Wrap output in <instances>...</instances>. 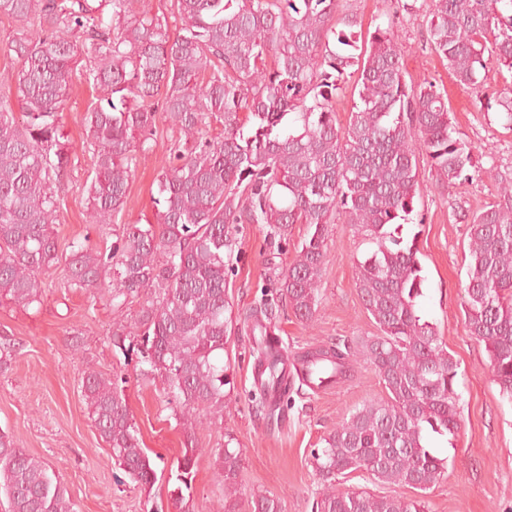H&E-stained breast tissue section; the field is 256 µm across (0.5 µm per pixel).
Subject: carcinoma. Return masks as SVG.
I'll use <instances>...</instances> for the list:
<instances>
[{
	"instance_id": "1",
	"label": "carcinoma",
	"mask_w": 512,
	"mask_h": 512,
	"mask_svg": "<svg viewBox=\"0 0 512 512\" xmlns=\"http://www.w3.org/2000/svg\"><path fill=\"white\" fill-rule=\"evenodd\" d=\"M403 8L424 11L427 46L459 84L479 93L494 67L512 79V0H412ZM0 15L18 25L9 50L19 61L0 84V302L41 304L45 276L58 263V191L77 151L93 158L79 185L89 222L106 226L124 208L138 154L155 151L157 122L166 123L179 137L156 178L153 221L123 225L109 245L73 242L64 287L96 294L118 314L146 296L130 330L112 334V346L139 356L142 379H161L166 408L189 429L224 420L234 387L224 345L239 325L259 333L254 402L271 419L293 386L275 310L283 300L300 320L314 319L331 224L343 216L373 245L356 262L357 288L379 334L354 348L299 356L298 377L313 389L341 383L359 356L387 398L355 408L311 452L320 484L315 509L426 512L427 490L447 470L428 434L451 442L462 428L459 366L436 325L417 312L420 232L405 236L403 228L416 213L420 160L447 185L492 171L477 165L447 93L433 81H406L393 26L363 32L349 0H172L168 17L135 12L130 0H0ZM171 22L179 25L174 36ZM77 73L99 91L79 147L61 132ZM349 81L357 99L342 125L335 103ZM464 221L465 324L485 342L494 381L512 399V183ZM245 224L266 225L278 247L295 224L307 234L287 268L266 259L275 296L236 312L225 273ZM16 354V343L0 341L1 372ZM125 383L89 370L81 390L115 464L146 491L156 466L141 448ZM234 441L227 433L217 449L224 512L237 507L242 453ZM198 455L189 437L170 466L176 512H193ZM357 471L418 496L340 487L338 477ZM1 492L10 512H74L60 477L5 431ZM247 507L284 512L274 496L258 495Z\"/></svg>"
}]
</instances>
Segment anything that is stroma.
<instances>
[{
    "mask_svg": "<svg viewBox=\"0 0 512 512\" xmlns=\"http://www.w3.org/2000/svg\"><path fill=\"white\" fill-rule=\"evenodd\" d=\"M363 28L393 24L404 51L406 79L433 80L445 89L459 131L474 148L480 166L494 178L476 177L442 186L428 164L420 166V262L425 277L418 310L437 325L449 354L459 364L458 392L463 428L455 444L433 437L431 445L447 460L444 479L425 497L427 512H512V401L493 380L484 342L471 336L464 323V286L468 262L467 226L460 217L479 211L498 198L500 180L512 181V126L500 106L503 82L496 71L487 74L488 89L475 94L448 72L441 59L424 44L421 13L398 9L395 0H352ZM97 92L85 79L73 82L62 115V133L73 144L85 136L83 117ZM172 136L159 125V148L141 157L127 203L118 224H142L152 219L154 179L161 167L162 148ZM91 168L89 154H79L72 184L60 195L55 233L58 256L67 260L70 244L83 237L102 244L113 231L87 221V201L78 185ZM261 224L245 225L239 235L235 271L226 293L234 307L248 308L260 299L268 283L265 260L270 252ZM370 249L353 237L347 224L332 226L330 257L322 277L320 304L313 321L300 322L292 312L282 314L279 336L289 358L336 344L356 343L377 334L356 285V261ZM138 304L123 315L113 313L107 300L74 293L54 279L39 308L23 309L0 302V339L21 344L7 372L0 373V430L9 431L18 447L45 461L61 478L75 512H175L168 493V468L185 442L161 397V383L141 380L136 361L125 360L113 348L118 323H131ZM252 338L247 330L230 337L224 360L234 368L236 389L224 407L223 427H201L192 501L195 512H222L224 481L215 464V448L232 433L243 450L240 498L255 495L283 499L285 512H314L318 491L310 451L356 406L385 398L375 369L353 365L350 378L319 390L293 392L281 421H268L251 399L254 388ZM121 374L125 399L139 429V439L155 459L157 481L151 491L132 482L114 463L100 438L81 392L85 371Z\"/></svg>",
    "mask_w": 512,
    "mask_h": 512,
    "instance_id": "obj_1",
    "label": "stroma"
}]
</instances>
